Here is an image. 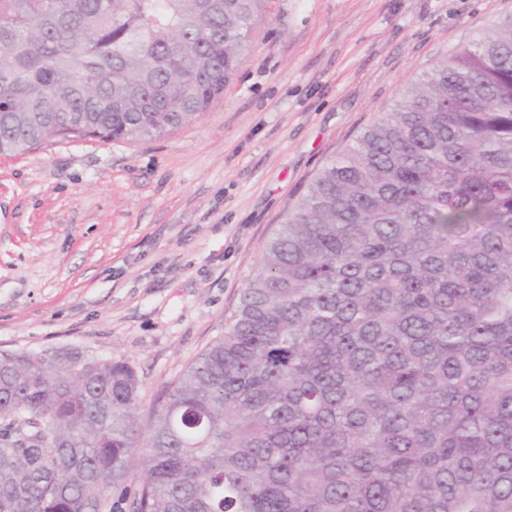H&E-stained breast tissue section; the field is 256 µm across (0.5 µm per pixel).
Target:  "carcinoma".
I'll list each match as a JSON object with an SVG mask.
<instances>
[{
	"mask_svg": "<svg viewBox=\"0 0 512 512\" xmlns=\"http://www.w3.org/2000/svg\"><path fill=\"white\" fill-rule=\"evenodd\" d=\"M264 0H0V155L206 111ZM512 512V15L284 214L142 421L126 362L0 353V512Z\"/></svg>",
	"mask_w": 512,
	"mask_h": 512,
	"instance_id": "cac0c4a2",
	"label": "carcinoma"
}]
</instances>
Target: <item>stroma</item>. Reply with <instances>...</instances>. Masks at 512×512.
I'll list each match as a JSON object with an SVG mask.
<instances>
[{
  "mask_svg": "<svg viewBox=\"0 0 512 512\" xmlns=\"http://www.w3.org/2000/svg\"><path fill=\"white\" fill-rule=\"evenodd\" d=\"M512 0H266L224 95L152 140L0 156V352L130 364L142 409L211 343L283 215Z\"/></svg>",
  "mask_w": 512,
  "mask_h": 512,
  "instance_id": "stroma-1",
  "label": "stroma"
}]
</instances>
